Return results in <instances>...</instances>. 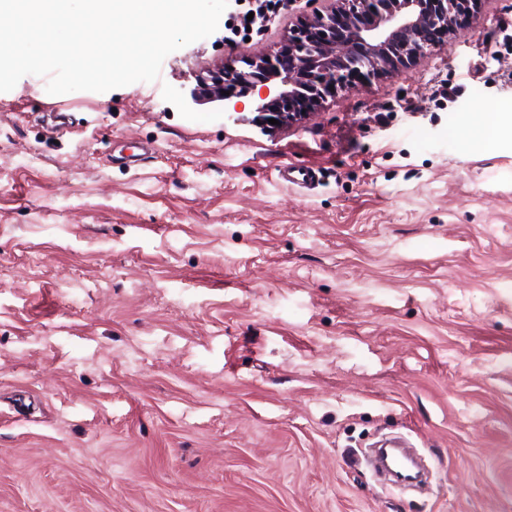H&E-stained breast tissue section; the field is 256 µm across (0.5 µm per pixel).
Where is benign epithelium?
Listing matches in <instances>:
<instances>
[{
	"mask_svg": "<svg viewBox=\"0 0 512 512\" xmlns=\"http://www.w3.org/2000/svg\"><path fill=\"white\" fill-rule=\"evenodd\" d=\"M288 31L271 56L258 54L243 69L200 77L197 101L239 103L255 97L254 111L280 121L304 119L333 95L393 73L464 29L477 0H336Z\"/></svg>",
	"mask_w": 512,
	"mask_h": 512,
	"instance_id": "7a95c632",
	"label": "benign epithelium"
}]
</instances>
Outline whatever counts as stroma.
<instances>
[{"label":"stroma","instance_id":"1","mask_svg":"<svg viewBox=\"0 0 512 512\" xmlns=\"http://www.w3.org/2000/svg\"><path fill=\"white\" fill-rule=\"evenodd\" d=\"M307 7L153 82L0 92V512H512V132L459 136L512 129V0L297 122L193 102ZM396 432L429 495L359 465ZM276 171L280 181L306 190L316 188L322 178L320 168L293 163L280 164Z\"/></svg>","mask_w":512,"mask_h":512}]
</instances>
